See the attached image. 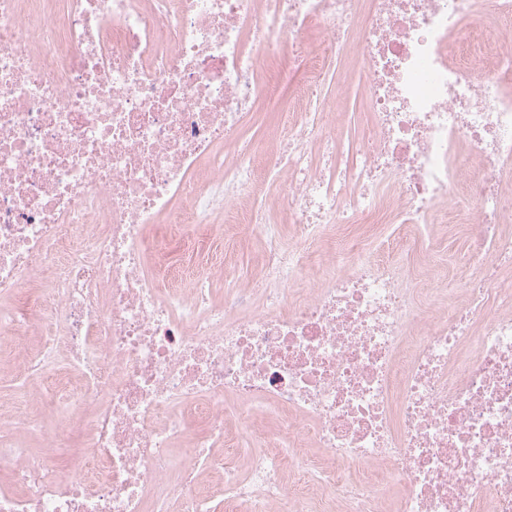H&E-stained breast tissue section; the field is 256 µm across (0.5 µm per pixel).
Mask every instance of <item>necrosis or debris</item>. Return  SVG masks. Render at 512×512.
<instances>
[{
	"label": "necrosis or debris",
	"mask_w": 512,
	"mask_h": 512,
	"mask_svg": "<svg viewBox=\"0 0 512 512\" xmlns=\"http://www.w3.org/2000/svg\"><path fill=\"white\" fill-rule=\"evenodd\" d=\"M510 172L512 0H0V512H512ZM340 105L346 112L344 125L341 128L342 136L345 139L359 136L365 123L366 114L362 112L360 96L355 85H352L350 93L341 101ZM396 230L397 224H349L342 235L364 239L372 247H376ZM448 225L455 224H430L422 234L415 236V242L401 255L404 262L412 266L421 256L420 245L429 235L427 240L429 248L434 251L447 252L448 271L450 276L455 275L458 280L463 279L466 272V247L460 234L448 233ZM432 238V239H431ZM263 258V247L259 241L245 238L244 228H229L224 245V264L234 268L238 274L246 275L260 265Z\"/></svg>",
	"instance_id": "4bbe7bcc"
}]
</instances>
